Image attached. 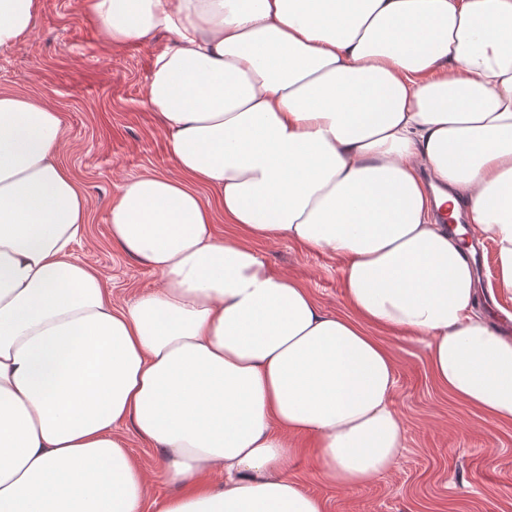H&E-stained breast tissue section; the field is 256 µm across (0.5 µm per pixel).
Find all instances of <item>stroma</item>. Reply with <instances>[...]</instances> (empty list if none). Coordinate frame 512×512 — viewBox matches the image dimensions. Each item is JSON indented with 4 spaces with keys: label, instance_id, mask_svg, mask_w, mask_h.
Segmentation results:
<instances>
[{
    "label": "stroma",
    "instance_id": "obj_1",
    "mask_svg": "<svg viewBox=\"0 0 512 512\" xmlns=\"http://www.w3.org/2000/svg\"><path fill=\"white\" fill-rule=\"evenodd\" d=\"M114 47L101 37L84 0H38L30 35L0 51V93L28 95L60 112L59 162L82 184L88 231L74 256L98 270L116 305L125 306L161 284L158 273L113 244L107 201L128 180L175 174L168 139L145 102L156 54L167 43ZM256 248L276 273L302 282L330 312L346 309L342 261L331 254L278 241ZM396 369L392 405L408 431L393 469L357 489H339L319 473L310 437L286 474L321 497L326 512H512V425L497 426L435 385L422 343L384 330ZM149 480L150 498L177 493L158 452L131 425L115 430Z\"/></svg>",
    "mask_w": 512,
    "mask_h": 512
}]
</instances>
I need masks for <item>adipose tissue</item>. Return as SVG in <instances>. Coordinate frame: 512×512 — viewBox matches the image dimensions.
Listing matches in <instances>:
<instances>
[{"mask_svg":"<svg viewBox=\"0 0 512 512\" xmlns=\"http://www.w3.org/2000/svg\"><path fill=\"white\" fill-rule=\"evenodd\" d=\"M87 7L110 45L170 37L146 102L176 173L108 202L113 243L163 286L113 305L73 255L89 213L55 159L61 114L0 94V512H325L285 473L297 436L345 489L406 446L376 328L422 342L452 398L512 424V339L475 314L464 230L433 214L465 208L512 292V0ZM36 13L0 0V51ZM257 240L342 258L347 312L272 272ZM125 423L178 494L148 500Z\"/></svg>","mask_w":512,"mask_h":512,"instance_id":"adipose-tissue-1","label":"adipose tissue"}]
</instances>
